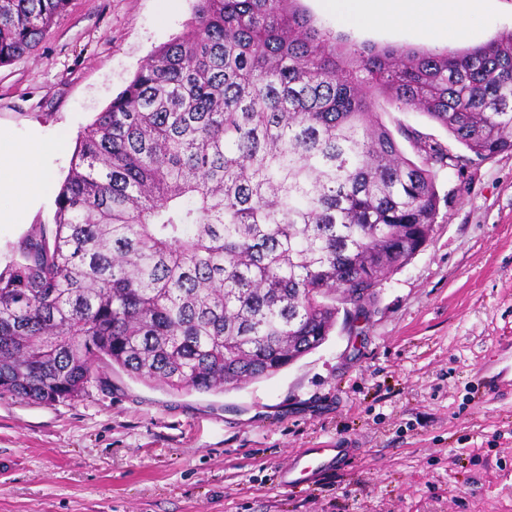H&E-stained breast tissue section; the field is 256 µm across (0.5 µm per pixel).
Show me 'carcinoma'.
I'll return each mask as SVG.
<instances>
[{
	"label": "carcinoma",
	"instance_id": "1",
	"mask_svg": "<svg viewBox=\"0 0 512 512\" xmlns=\"http://www.w3.org/2000/svg\"><path fill=\"white\" fill-rule=\"evenodd\" d=\"M68 0H0V65ZM512 152V30L436 51L349 44L298 0H195L79 140L48 223L0 270V391L80 399L100 365L173 391L276 374L429 241L463 157L377 112Z\"/></svg>",
	"mask_w": 512,
	"mask_h": 512
}]
</instances>
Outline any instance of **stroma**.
<instances>
[{
	"label": "stroma",
	"mask_w": 512,
	"mask_h": 512,
	"mask_svg": "<svg viewBox=\"0 0 512 512\" xmlns=\"http://www.w3.org/2000/svg\"><path fill=\"white\" fill-rule=\"evenodd\" d=\"M194 0H69L37 51L0 66V132L55 138L67 174L78 133L152 50L185 32ZM350 43L454 50L429 29L344 25ZM480 45L512 29V0H481ZM383 122L464 155L426 247L379 286L365 318L279 373L221 392H177L102 367L111 386L77 401L0 392V512H512V154L464 153L422 113ZM310 448L345 454L282 484Z\"/></svg>",
	"instance_id": "1"
}]
</instances>
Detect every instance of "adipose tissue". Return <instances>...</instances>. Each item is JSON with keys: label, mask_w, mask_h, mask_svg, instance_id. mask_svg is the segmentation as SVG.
Listing matches in <instances>:
<instances>
[{"label": "adipose tissue", "mask_w": 512, "mask_h": 512, "mask_svg": "<svg viewBox=\"0 0 512 512\" xmlns=\"http://www.w3.org/2000/svg\"><path fill=\"white\" fill-rule=\"evenodd\" d=\"M470 0H327L331 10L346 22L366 20L418 28L423 25L444 29L452 41L471 37ZM54 143L33 136L25 143L10 140L0 144V194L17 196L18 205L9 213L0 212L1 224L22 223L27 212L49 195L50 178L43 168L44 157L55 151Z\"/></svg>", "instance_id": "1"}]
</instances>
